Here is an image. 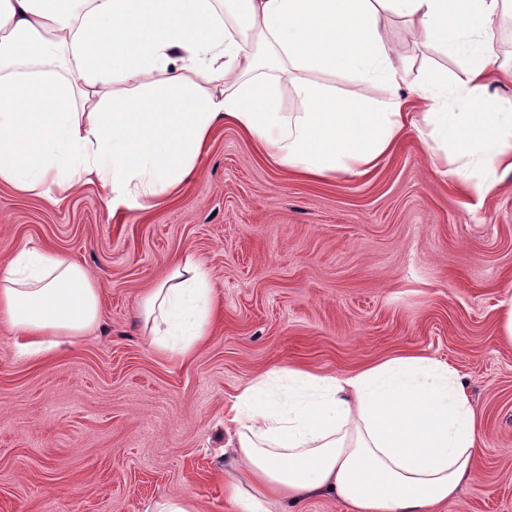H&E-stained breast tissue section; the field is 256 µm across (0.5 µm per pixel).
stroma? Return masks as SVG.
<instances>
[{
	"label": "stroma",
	"instance_id": "obj_1",
	"mask_svg": "<svg viewBox=\"0 0 512 512\" xmlns=\"http://www.w3.org/2000/svg\"><path fill=\"white\" fill-rule=\"evenodd\" d=\"M383 31L412 80L465 79L462 59L420 50L397 20ZM309 80L369 99L363 77L291 72L285 110ZM401 137L364 175L310 180L271 165L227 124L179 191L141 209L107 206L98 183L57 200L0 185V265L23 248L82 265L102 293L97 324L36 357L0 325V512H147L163 496L200 512L224 497V412L265 370L349 374L417 353L460 375L481 417L473 481L440 512H512V346L500 340L499 293L512 285V172L487 197ZM188 253L206 262L221 311L186 360L151 346L138 316Z\"/></svg>",
	"mask_w": 512,
	"mask_h": 512
}]
</instances>
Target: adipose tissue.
I'll return each mask as SVG.
<instances>
[{"mask_svg": "<svg viewBox=\"0 0 512 512\" xmlns=\"http://www.w3.org/2000/svg\"><path fill=\"white\" fill-rule=\"evenodd\" d=\"M0 0V184L48 195L98 182L112 207L174 193L197 171L213 132L230 122L274 166L306 177L374 168L405 131L409 70L379 27L391 13L415 40L468 63L457 109L448 86L417 85L423 120L445 151L471 156L491 193L512 171V107L488 93L512 83L489 32L512 0ZM360 74L386 100L304 82L284 111L281 67ZM95 282L63 254L15 253L0 268V324L26 356L47 337L80 336L99 315ZM140 316L154 347L189 358L210 334L215 295L189 253L145 292ZM224 483L239 512H288L325 497L350 512H437L472 480L481 426L455 369L399 355L349 375L272 368L236 395L225 420Z\"/></svg>", "mask_w": 512, "mask_h": 512, "instance_id": "1", "label": "adipose tissue"}]
</instances>
